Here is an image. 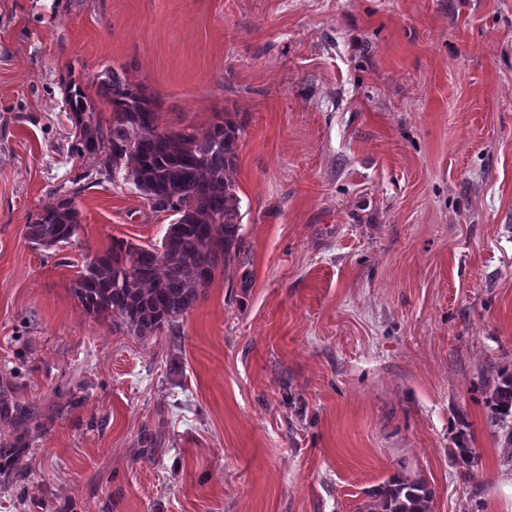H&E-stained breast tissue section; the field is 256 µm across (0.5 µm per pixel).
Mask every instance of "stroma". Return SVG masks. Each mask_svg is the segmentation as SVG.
<instances>
[{
	"instance_id": "stroma-1",
	"label": "stroma",
	"mask_w": 512,
	"mask_h": 512,
	"mask_svg": "<svg viewBox=\"0 0 512 512\" xmlns=\"http://www.w3.org/2000/svg\"><path fill=\"white\" fill-rule=\"evenodd\" d=\"M107 68L162 129L244 128L243 252L144 337L73 292L177 219L73 151L68 87L109 120ZM69 196L76 234L32 244ZM492 362L512 372V0H0V512H365L395 475L432 512H512Z\"/></svg>"
}]
</instances>
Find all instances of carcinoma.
Wrapping results in <instances>:
<instances>
[{
    "label": "carcinoma",
    "instance_id": "cac0c4a2",
    "mask_svg": "<svg viewBox=\"0 0 512 512\" xmlns=\"http://www.w3.org/2000/svg\"><path fill=\"white\" fill-rule=\"evenodd\" d=\"M95 85L112 105V119L94 118L91 99L79 87L70 91L75 153L97 158L153 207L169 209L178 219L158 249L112 241L86 263L74 293L88 312L111 318L137 336L163 328L175 334L178 319L197 302L217 267L242 253L241 199L226 176L237 160L242 127L224 119L198 134L166 131L159 127L153 100L117 71L105 70ZM78 225L79 212L69 197L26 225V236L50 248L73 237ZM480 381L488 422L504 442V463L512 467V373L490 364L481 370ZM453 455L465 467L478 460L462 440ZM369 496L368 512H430V492L420 482L392 479Z\"/></svg>",
    "mask_w": 512,
    "mask_h": 512
}]
</instances>
